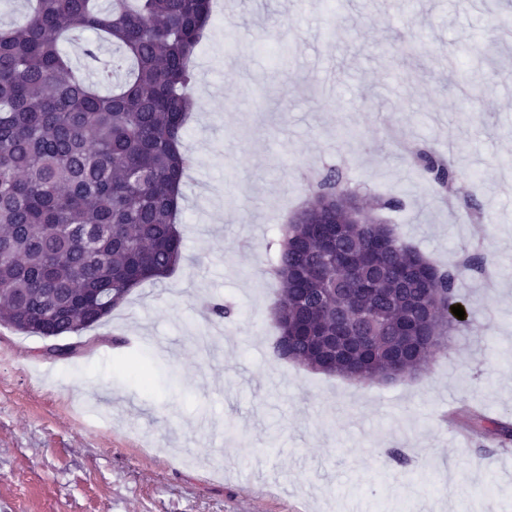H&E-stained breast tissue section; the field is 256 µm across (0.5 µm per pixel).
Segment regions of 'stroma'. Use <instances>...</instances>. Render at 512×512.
Returning a JSON list of instances; mask_svg holds the SVG:
<instances>
[{
	"label": "stroma",
	"instance_id": "stroma-1",
	"mask_svg": "<svg viewBox=\"0 0 512 512\" xmlns=\"http://www.w3.org/2000/svg\"><path fill=\"white\" fill-rule=\"evenodd\" d=\"M510 15L512 0H214L183 140L186 259L70 360L0 326V512H512L493 434L445 429L512 418V62L484 61L512 53ZM405 143L447 157L475 199L440 198ZM330 167L366 206L400 198L379 217L430 261L464 245L488 260L418 375L360 383L274 354V244L307 172Z\"/></svg>",
	"mask_w": 512,
	"mask_h": 512
}]
</instances>
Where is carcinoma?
<instances>
[{
    "label": "carcinoma",
    "mask_w": 512,
    "mask_h": 512,
    "mask_svg": "<svg viewBox=\"0 0 512 512\" xmlns=\"http://www.w3.org/2000/svg\"><path fill=\"white\" fill-rule=\"evenodd\" d=\"M212 0H34L21 24L0 30V326L63 339L97 326L145 281L184 260L176 193L189 167L181 152L195 107L191 60ZM74 29L112 42V69L80 78L59 49ZM429 179L450 189L457 174L441 156L416 154ZM352 188L334 170L283 229L273 272L277 358L357 381L400 365L424 367L430 351L413 305L461 302L459 276L481 273L465 254L446 270L407 246L387 224L345 219ZM339 233L350 279L323 262L318 229ZM360 318L336 326L330 309ZM466 321L436 313L425 329L441 338Z\"/></svg>",
    "instance_id": "cac0c4a2"
}]
</instances>
